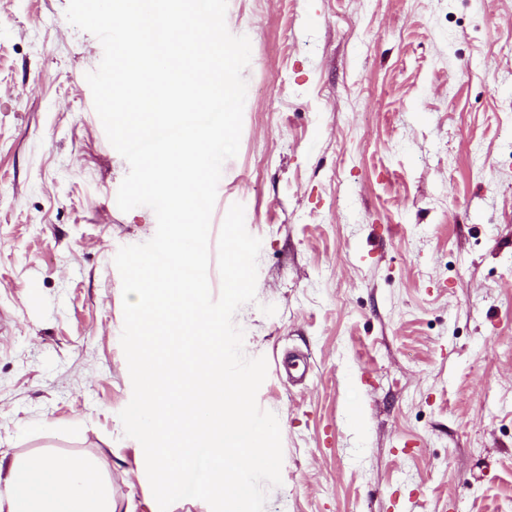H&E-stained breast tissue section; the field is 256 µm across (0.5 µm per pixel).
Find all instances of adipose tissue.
Returning <instances> with one entry per match:
<instances>
[{
	"instance_id": "ef3b65f1",
	"label": "adipose tissue",
	"mask_w": 512,
	"mask_h": 512,
	"mask_svg": "<svg viewBox=\"0 0 512 512\" xmlns=\"http://www.w3.org/2000/svg\"><path fill=\"white\" fill-rule=\"evenodd\" d=\"M87 461L0 452V512H116L111 480Z\"/></svg>"
}]
</instances>
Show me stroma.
<instances>
[{"mask_svg":"<svg viewBox=\"0 0 512 512\" xmlns=\"http://www.w3.org/2000/svg\"><path fill=\"white\" fill-rule=\"evenodd\" d=\"M68 0H0V451L94 460L159 512L120 412L114 257L151 239L90 112ZM251 42L229 207L261 239L234 321L265 357V512H512V0H227ZM307 354L300 384L282 353Z\"/></svg>","mask_w":512,"mask_h":512,"instance_id":"1","label":"stroma"}]
</instances>
